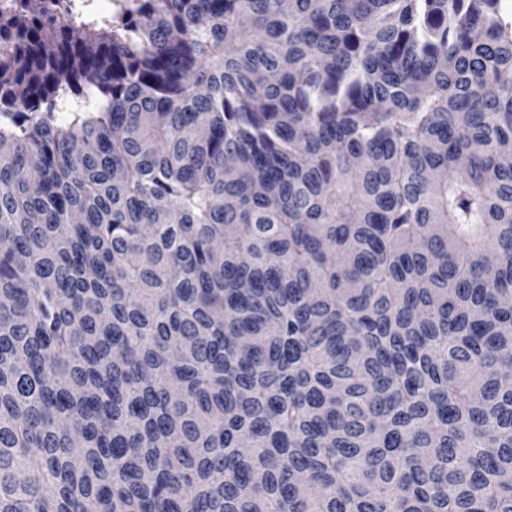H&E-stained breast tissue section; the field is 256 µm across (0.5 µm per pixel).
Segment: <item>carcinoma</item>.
I'll return each mask as SVG.
<instances>
[{"mask_svg":"<svg viewBox=\"0 0 512 512\" xmlns=\"http://www.w3.org/2000/svg\"><path fill=\"white\" fill-rule=\"evenodd\" d=\"M0 0V512H512L504 0Z\"/></svg>","mask_w":512,"mask_h":512,"instance_id":"cac0c4a2","label":"carcinoma"}]
</instances>
